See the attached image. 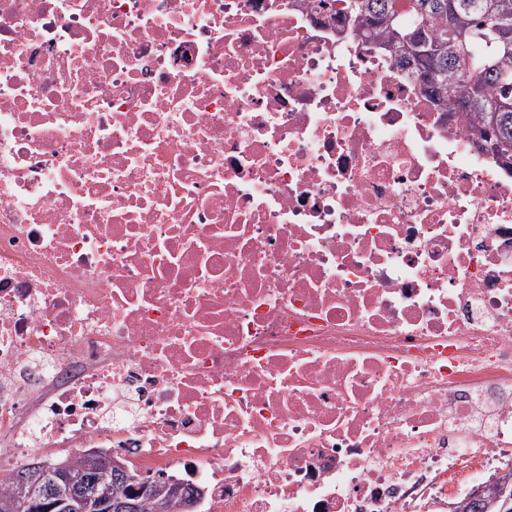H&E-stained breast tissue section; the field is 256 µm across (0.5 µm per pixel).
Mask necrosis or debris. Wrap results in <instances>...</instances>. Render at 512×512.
I'll use <instances>...</instances> for the list:
<instances>
[{
	"label": "necrosis or debris",
	"instance_id": "obj_1",
	"mask_svg": "<svg viewBox=\"0 0 512 512\" xmlns=\"http://www.w3.org/2000/svg\"><path fill=\"white\" fill-rule=\"evenodd\" d=\"M311 0H0V469L202 512H448L512 458V171ZM89 449V448H87ZM84 470L78 475L70 473L66 463L50 466L39 464L29 481L24 482L19 498L1 504L3 512H67L81 508L83 512L103 510L104 512H131L136 507L129 495L118 493L105 501H97L94 485L100 479H111L115 485L132 487L138 490H149L158 485L142 500L141 512H170L168 510L167 485H172L171 510L174 512L190 511L193 505L182 494V484H186L197 501L200 491L181 480L177 482L165 475L151 470H143L128 466V458L115 456L112 451L91 448L86 454ZM130 467V468H129ZM131 469V471H130ZM64 486V487H63Z\"/></svg>",
	"mask_w": 512,
	"mask_h": 512
}]
</instances>
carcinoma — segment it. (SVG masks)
<instances>
[{
    "mask_svg": "<svg viewBox=\"0 0 512 512\" xmlns=\"http://www.w3.org/2000/svg\"><path fill=\"white\" fill-rule=\"evenodd\" d=\"M341 2L365 39L384 48L450 112H474L481 147L512 167V0H319ZM162 484L141 512H169Z\"/></svg>",
    "mask_w": 512,
    "mask_h": 512,
    "instance_id": "obj_1",
    "label": "carcinoma"
}]
</instances>
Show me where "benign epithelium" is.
Returning <instances> with one entry per match:
<instances>
[{
	"instance_id": "obj_1",
	"label": "benign epithelium",
	"mask_w": 512,
	"mask_h": 512,
	"mask_svg": "<svg viewBox=\"0 0 512 512\" xmlns=\"http://www.w3.org/2000/svg\"><path fill=\"white\" fill-rule=\"evenodd\" d=\"M84 470L74 475L65 463L39 464L29 481L23 483L19 498L0 504V512H132L136 507L130 496L118 493L105 501L97 500L94 485L100 479L114 484L132 485L135 490H148L165 482L172 486V512H189L190 501L182 494V484L165 474L151 470H130L128 458L110 450L91 448L86 454Z\"/></svg>"
}]
</instances>
